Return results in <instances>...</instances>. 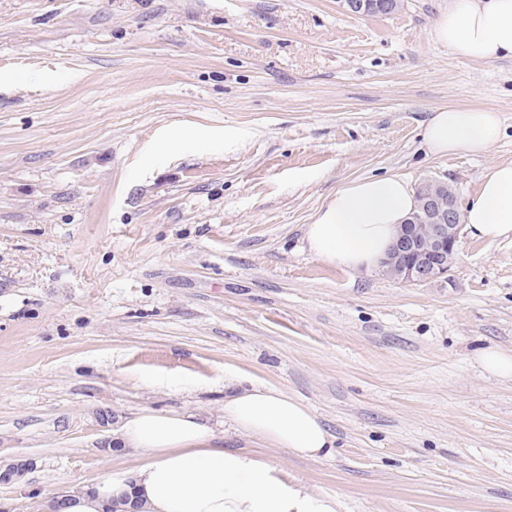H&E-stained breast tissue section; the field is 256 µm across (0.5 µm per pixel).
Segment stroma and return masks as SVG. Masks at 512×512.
Segmentation results:
<instances>
[{
    "label": "stroma",
    "mask_w": 512,
    "mask_h": 512,
    "mask_svg": "<svg viewBox=\"0 0 512 512\" xmlns=\"http://www.w3.org/2000/svg\"><path fill=\"white\" fill-rule=\"evenodd\" d=\"M449 0H0V512L133 467L143 409L224 427V388L314 410L332 457L225 439L340 512H512V238L447 277L331 266L305 233L354 179L449 184L512 161V58L431 37ZM500 112L490 154L433 157L431 112ZM480 360L488 372L502 377L512 376V355L497 348H487L481 351Z\"/></svg>",
    "instance_id": "35a3bbf8"
}]
</instances>
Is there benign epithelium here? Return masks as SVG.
<instances>
[{"label": "benign epithelium", "instance_id": "7a95c632", "mask_svg": "<svg viewBox=\"0 0 512 512\" xmlns=\"http://www.w3.org/2000/svg\"><path fill=\"white\" fill-rule=\"evenodd\" d=\"M340 8L353 16L372 10L374 0H339ZM423 215H412L400 229L384 264L393 279L418 284L448 274V256L458 251L461 213L455 197H448L433 181L421 184Z\"/></svg>", "mask_w": 512, "mask_h": 512}]
</instances>
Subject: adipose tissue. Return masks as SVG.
Returning a JSON list of instances; mask_svg holds the SVG:
<instances>
[{"instance_id": "1", "label": "adipose tissue", "mask_w": 512, "mask_h": 512, "mask_svg": "<svg viewBox=\"0 0 512 512\" xmlns=\"http://www.w3.org/2000/svg\"><path fill=\"white\" fill-rule=\"evenodd\" d=\"M431 36L471 61L512 57V0H452ZM502 119L487 107L436 109L423 128L430 154H488ZM417 205L409 183L396 174L348 182L326 198L306 229L309 252L334 266L371 271L387 257ZM462 221L476 238L512 237V162L493 164L467 204ZM224 417L242 436L291 455L318 460L334 440L320 417L284 390L263 384L232 390ZM114 444L136 451L124 475L105 473L69 491L61 512H107L126 500L129 512H339L338 496L290 478L270 459L224 448L208 424L183 413L145 409L113 433Z\"/></svg>"}]
</instances>
